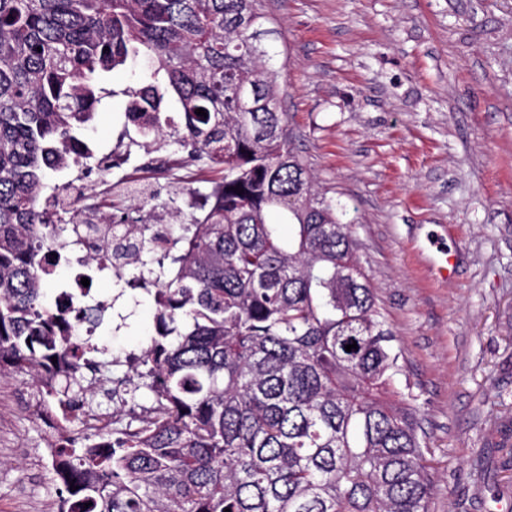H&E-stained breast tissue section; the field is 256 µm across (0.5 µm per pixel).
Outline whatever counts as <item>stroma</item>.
Instances as JSON below:
<instances>
[{
    "mask_svg": "<svg viewBox=\"0 0 512 512\" xmlns=\"http://www.w3.org/2000/svg\"><path fill=\"white\" fill-rule=\"evenodd\" d=\"M280 107L352 234L401 351L434 476L429 512L512 505V0H262ZM130 73L95 123L125 121ZM449 254L447 275L437 272ZM93 341L128 373L155 327L127 291ZM25 376L0 381V512H57L49 427Z\"/></svg>",
    "mask_w": 512,
    "mask_h": 512,
    "instance_id": "stroma-1",
    "label": "stroma"
}]
</instances>
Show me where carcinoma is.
<instances>
[{
	"label": "carcinoma",
	"mask_w": 512,
	"mask_h": 512,
	"mask_svg": "<svg viewBox=\"0 0 512 512\" xmlns=\"http://www.w3.org/2000/svg\"><path fill=\"white\" fill-rule=\"evenodd\" d=\"M266 22L260 0H0V378L29 376L35 409L67 422L99 382L97 347L47 306L68 224L38 191L91 169L76 131L112 96L107 75L147 58L127 122L224 172L200 217L168 197L178 234L157 227L128 258L156 322L118 398L150 405L106 447L57 430L59 512H429L395 333L345 208L292 147Z\"/></svg>",
	"instance_id": "cac0c4a2"
}]
</instances>
